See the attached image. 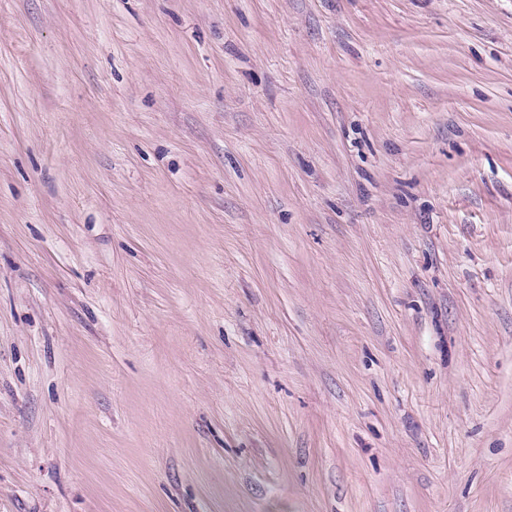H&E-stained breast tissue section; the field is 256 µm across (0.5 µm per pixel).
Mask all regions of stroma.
Returning a JSON list of instances; mask_svg holds the SVG:
<instances>
[{
  "instance_id": "obj_1",
  "label": "stroma",
  "mask_w": 512,
  "mask_h": 512,
  "mask_svg": "<svg viewBox=\"0 0 512 512\" xmlns=\"http://www.w3.org/2000/svg\"><path fill=\"white\" fill-rule=\"evenodd\" d=\"M0 512H512V0H0Z\"/></svg>"
}]
</instances>
